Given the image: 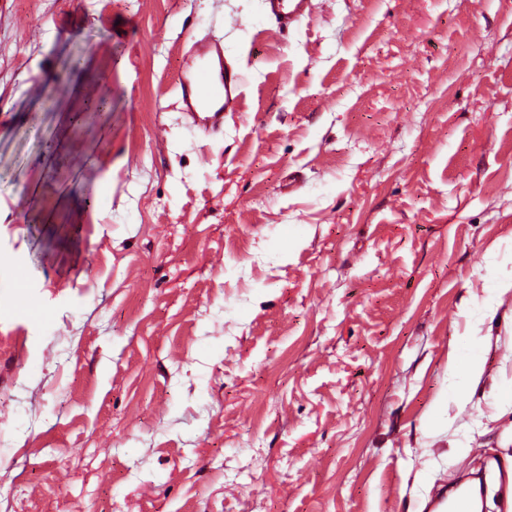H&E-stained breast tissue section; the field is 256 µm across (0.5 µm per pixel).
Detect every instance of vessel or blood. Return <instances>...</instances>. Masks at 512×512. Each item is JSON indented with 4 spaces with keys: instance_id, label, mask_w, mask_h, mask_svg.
Returning a JSON list of instances; mask_svg holds the SVG:
<instances>
[{
    "instance_id": "obj_1",
    "label": "vessel or blood",
    "mask_w": 512,
    "mask_h": 512,
    "mask_svg": "<svg viewBox=\"0 0 512 512\" xmlns=\"http://www.w3.org/2000/svg\"><path fill=\"white\" fill-rule=\"evenodd\" d=\"M270 17L281 28L307 18L310 0H265ZM242 75L224 58V42L216 37L196 40L185 59L178 79V103L192 125L217 131L224 115L236 111L241 96Z\"/></svg>"
}]
</instances>
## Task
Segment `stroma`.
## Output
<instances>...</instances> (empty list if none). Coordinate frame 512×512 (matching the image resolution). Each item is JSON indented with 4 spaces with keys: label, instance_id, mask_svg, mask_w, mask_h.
<instances>
[{
    "label": "stroma",
    "instance_id": "35a3bbf8",
    "mask_svg": "<svg viewBox=\"0 0 512 512\" xmlns=\"http://www.w3.org/2000/svg\"><path fill=\"white\" fill-rule=\"evenodd\" d=\"M0 340V512H504L512 0H0ZM265 8L280 28L287 29L292 24L309 16L310 1L265 0ZM242 75L224 59V41L205 37L196 40L179 77V109L192 125L205 131L224 127V112H236Z\"/></svg>",
    "mask_w": 512,
    "mask_h": 512
}]
</instances>
